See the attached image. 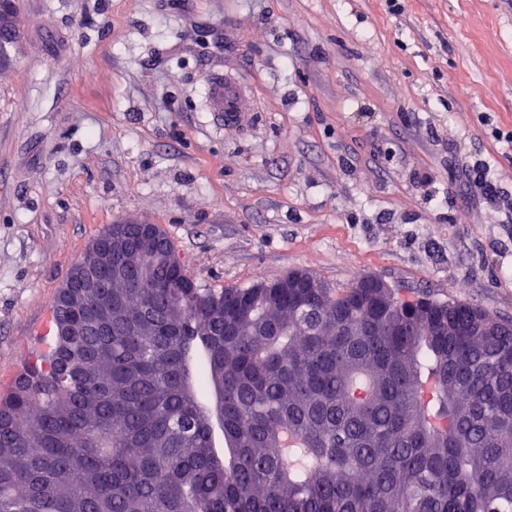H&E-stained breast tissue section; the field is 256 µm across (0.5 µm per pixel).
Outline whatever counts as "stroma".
Returning a JSON list of instances; mask_svg holds the SVG:
<instances>
[{"mask_svg": "<svg viewBox=\"0 0 512 512\" xmlns=\"http://www.w3.org/2000/svg\"><path fill=\"white\" fill-rule=\"evenodd\" d=\"M17 0L0 66V371L92 242L159 225L198 284L366 275L512 318V0ZM228 40L214 57L208 26ZM254 113L217 125L211 72ZM482 161L488 197L465 169Z\"/></svg>", "mask_w": 512, "mask_h": 512, "instance_id": "stroma-1", "label": "stroma"}]
</instances>
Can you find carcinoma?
Instances as JSON below:
<instances>
[{
  "label": "carcinoma",
  "instance_id": "obj_1",
  "mask_svg": "<svg viewBox=\"0 0 512 512\" xmlns=\"http://www.w3.org/2000/svg\"><path fill=\"white\" fill-rule=\"evenodd\" d=\"M178 264L59 291L0 396V512H512V320Z\"/></svg>",
  "mask_w": 512,
  "mask_h": 512
}]
</instances>
